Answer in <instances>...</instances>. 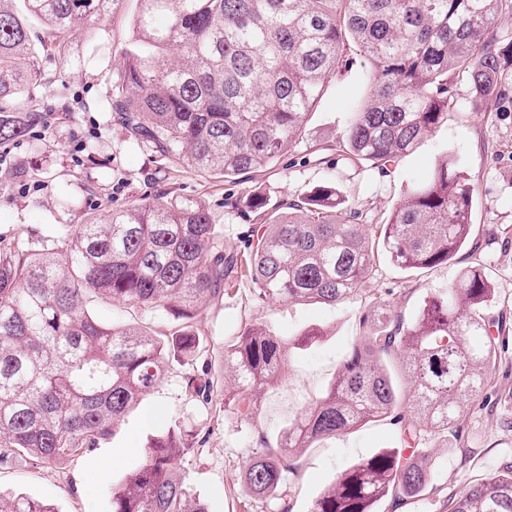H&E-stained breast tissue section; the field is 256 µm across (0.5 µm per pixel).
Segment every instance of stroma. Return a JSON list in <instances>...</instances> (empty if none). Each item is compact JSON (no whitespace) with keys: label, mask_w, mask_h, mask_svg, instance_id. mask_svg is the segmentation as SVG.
Masks as SVG:
<instances>
[{"label":"stroma","mask_w":512,"mask_h":512,"mask_svg":"<svg viewBox=\"0 0 512 512\" xmlns=\"http://www.w3.org/2000/svg\"><path fill=\"white\" fill-rule=\"evenodd\" d=\"M139 7V0H123L99 29L76 39L68 57L41 54L42 66L56 79L36 88L31 99L17 100V107L32 105L38 112L27 135L0 141V150L8 149L10 157L0 167V242L60 237L89 214L103 215L161 193L203 200L227 244L235 246L249 221L225 207L227 196L258 188L276 206L326 181L336 183L348 206L365 209L370 223L383 224L403 189L427 178L442 157L453 158L473 189V236L483 247L481 257L495 288L487 311L506 319L505 360L498 374L504 394L472 402L457 422L460 440L432 446V478L424 496L405 505L386 499L376 506V512H444L450 493L512 461V111L494 99L473 104L470 82L459 76L441 125L398 158L390 173L369 166L355 172L322 148L344 132L371 88L369 72L354 59L328 83L303 139L275 168L237 183L175 168L135 142L101 107L108 78L123 63ZM468 263L461 257L430 270L405 272L384 259L361 296L336 307L278 300L258 305L249 282L239 281L194 322L216 361H223L225 345L248 324L281 336L313 327L323 333L293 352L277 384L265 393L256 422L241 420L220 391L209 410H198L185 392L187 368L174 362L98 447L59 468L34 467L21 459L1 467L0 495L37 498L57 512H111L113 487L143 465L150 439L167 422L181 418L204 442L181 468L208 512H262L244 480L252 448L262 437L277 440L289 420L327 387L358 334L359 315L369 301L383 298L390 308L413 317L428 293L447 288ZM93 312L103 322L143 325L167 336L181 326L174 314L118 303L95 306ZM397 442L393 426L372 422L300 450L291 512H309L339 471Z\"/></svg>","instance_id":"obj_1"}]
</instances>
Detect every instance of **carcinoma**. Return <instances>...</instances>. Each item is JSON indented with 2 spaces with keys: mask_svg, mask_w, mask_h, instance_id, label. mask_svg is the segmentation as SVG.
I'll return each mask as SVG.
<instances>
[{
  "mask_svg": "<svg viewBox=\"0 0 512 512\" xmlns=\"http://www.w3.org/2000/svg\"><path fill=\"white\" fill-rule=\"evenodd\" d=\"M120 0L0 3V139L24 136L34 111L9 103L51 78L26 19L45 28L61 56L93 32ZM134 41L112 77L108 107L168 162L234 181L274 168L303 137L307 119L352 46L373 83L336 139L350 167L387 171L442 121L465 72L477 102L512 103V41L495 26L512 0H140ZM473 191L452 158L406 188L385 224L344 208L336 188L318 186L277 209L259 190L226 199L252 213L243 247L224 242L195 198L143 199L100 221L73 224L57 241L0 248V466L18 457L60 466L94 448L130 407L184 362L187 392L208 409L219 387L212 356L191 330L201 309L243 278L254 300L315 301L336 307L362 292L380 256L407 270L456 259L472 226ZM493 289L479 261L428 296L405 323L380 298L361 311L359 336L328 390L274 444L252 451L245 481L268 512H291L296 452L387 419L398 446L341 471L309 512H375L425 491L419 445L448 440L466 403L485 390L500 355L503 321L484 313ZM173 312L176 336L105 324L93 303ZM244 326L224 348V402L253 422L296 345ZM203 445L175 422L155 436L141 468L112 489L111 512H207L178 462ZM410 454H405L406 449ZM0 512H55L51 504L0 496ZM448 512H512V464L448 498Z\"/></svg>",
  "mask_w": 512,
  "mask_h": 512,
  "instance_id": "carcinoma-1",
  "label": "carcinoma"
}]
</instances>
